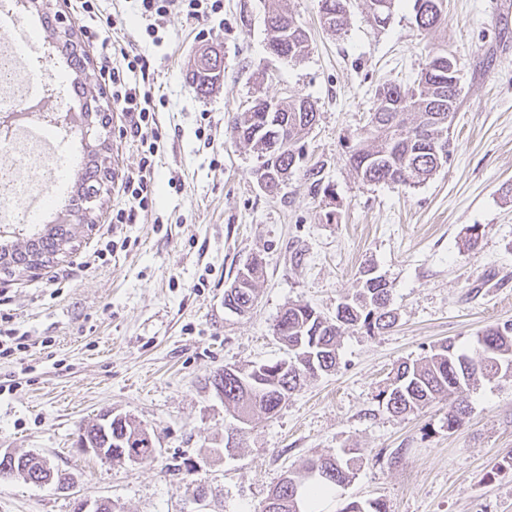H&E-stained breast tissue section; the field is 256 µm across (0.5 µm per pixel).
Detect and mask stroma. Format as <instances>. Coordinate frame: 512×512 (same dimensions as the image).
<instances>
[{"mask_svg":"<svg viewBox=\"0 0 512 512\" xmlns=\"http://www.w3.org/2000/svg\"><path fill=\"white\" fill-rule=\"evenodd\" d=\"M282 2L311 38L297 62L267 50V0H222L200 23L173 13L153 37L135 0H98L101 14L121 12L162 95L153 205L117 231L105 264L87 266L125 205L119 178L141 158L114 114L108 154L119 178L96 223L73 256L0 285V314L28 344L0 358V448L39 453L75 480L66 491L0 479V512H73L81 497L120 512H262L286 472L346 451L356 474L322 512L367 499L387 512H512V377L464 391L470 413L454 431L451 401L395 416L378 397L399 361L448 339L474 352L486 327L512 321V0H446L431 37L463 63L450 157L426 183L395 187L359 182L347 148L378 86L420 76L410 7L379 28L353 0L339 37L322 25L319 0ZM207 39L224 52V78L201 96L188 70ZM261 91L314 102L307 161L322 165L332 195H312L299 172L277 197L259 188L256 157L230 127ZM473 226L481 237L470 249ZM255 255L256 304L230 313L224 291ZM366 266L393 283L396 325L375 336L343 327L334 372L239 427L208 377L287 358L273 333L283 308L334 316ZM108 411L154 436L156 453L121 464L80 451V427Z\"/></svg>","mask_w":512,"mask_h":512,"instance_id":"obj_1","label":"stroma"}]
</instances>
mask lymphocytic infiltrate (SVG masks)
<instances>
[{"mask_svg": "<svg viewBox=\"0 0 512 512\" xmlns=\"http://www.w3.org/2000/svg\"><path fill=\"white\" fill-rule=\"evenodd\" d=\"M221 0H139V9L145 17H163L170 13L184 12L193 19H208L217 12ZM115 16L103 21L102 29L86 32L89 46L98 48L100 73L105 83L112 88V100L116 110L128 119L129 129L136 138L142 158L137 172L122 179V192L127 205L119 209L112 218L113 224L132 223L138 212L147 211L151 202L155 182V158L160 150L158 144V122L152 103L155 94L151 87L140 84L136 74L146 73L147 59L134 44L111 41L110 31L117 28Z\"/></svg>", "mask_w": 512, "mask_h": 512, "instance_id": "1", "label": "lymphocytic infiltrate"}]
</instances>
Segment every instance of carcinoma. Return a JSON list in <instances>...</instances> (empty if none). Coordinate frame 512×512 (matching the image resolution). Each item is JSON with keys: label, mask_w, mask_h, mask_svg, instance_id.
Wrapping results in <instances>:
<instances>
[{"label": "carcinoma", "mask_w": 512, "mask_h": 512, "mask_svg": "<svg viewBox=\"0 0 512 512\" xmlns=\"http://www.w3.org/2000/svg\"><path fill=\"white\" fill-rule=\"evenodd\" d=\"M350 0H320V18L323 26L336 34L346 33ZM376 0H363L367 16L384 28L390 22L400 0H382L386 4L384 19L373 11ZM414 21L420 35H430L441 23L445 0H410ZM265 26L269 39H280L283 59L297 61L306 57L311 46L306 30L296 18L285 11L279 0H269ZM61 46L69 53L73 72L85 71L87 55L76 52L67 42ZM425 67L418 84L402 88L386 84L378 90V98L391 105L375 107L365 129V143L349 147L348 162L356 178L364 184L417 185L424 183L442 163L432 154L428 143L419 138V130L431 127L432 135L449 144L448 107H457L461 92L462 64L453 54L427 42L424 45ZM454 60L455 73L448 74V60ZM264 97L254 99L252 105L232 120L233 139L250 147L257 155L255 171L270 182H285L297 169L305 168L310 191L328 192L322 186V167H304L305 138L310 129L304 119L317 112L315 105L305 97L291 96L279 104L275 112L263 107ZM282 135L285 144L271 149L268 135ZM108 172L96 159V154L85 156V166L79 178L81 195H86L106 182ZM79 230L72 224H45L33 229L29 238L12 244L11 262L21 272L44 266L60 257L62 250L74 242ZM262 259L254 256L249 262L245 287H228L224 291V306L241 314L249 312L257 297V283L262 275ZM392 284L374 276L371 270L361 272V288L348 301L336 308L333 318L324 316L307 303L290 304L283 309L274 325L278 340L288 348L289 357L255 368L224 367L208 377L213 388L224 395V403L231 404L248 417L260 413L268 418L276 415L293 392L305 381L331 372L338 365V343L344 325H361L368 332L381 334L396 323V312L391 308ZM512 366V322L486 328L477 336L475 352L459 351L447 341L415 362L404 361L393 371L388 385L379 393L382 406L396 416L413 413L437 399L459 393L480 381H493L506 376ZM469 405L458 403L448 412V430L460 427L468 414ZM92 448H110L112 456L102 459L121 460L122 455L134 452L143 457L155 451V442L145 431L127 417H116L109 423H93L82 429L79 445ZM319 467L326 476L311 477L308 472ZM356 458L349 456L318 457L308 460L302 468L285 474L271 492L268 503L273 512H305V497L319 492L326 485L340 486L355 476ZM19 476L34 484L65 481L73 484L71 474L50 472L39 467L35 454L16 456L14 466L0 478ZM342 512H387L379 499L353 500Z\"/></svg>", "instance_id": "1"}]
</instances>
